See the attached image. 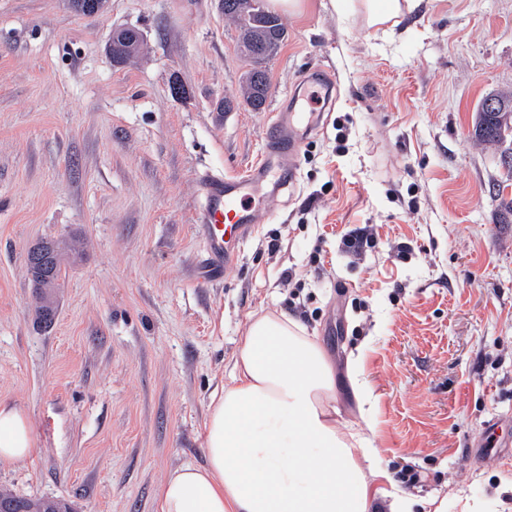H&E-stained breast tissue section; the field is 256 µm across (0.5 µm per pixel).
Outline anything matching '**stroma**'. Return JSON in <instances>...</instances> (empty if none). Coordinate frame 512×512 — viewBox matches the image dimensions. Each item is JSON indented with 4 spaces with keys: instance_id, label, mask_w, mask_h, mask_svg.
Instances as JSON below:
<instances>
[{
    "instance_id": "1",
    "label": "stroma",
    "mask_w": 512,
    "mask_h": 512,
    "mask_svg": "<svg viewBox=\"0 0 512 512\" xmlns=\"http://www.w3.org/2000/svg\"><path fill=\"white\" fill-rule=\"evenodd\" d=\"M282 21L252 112L221 0H107L94 16L0 0V400L36 438L0 464V488L158 512L168 471L203 460L247 322L273 311L322 344L339 428L368 433L402 491L512 512V452H489L512 444V224L494 198L499 150L468 138L481 100L512 90V0H416L378 29L304 0ZM118 26L142 32V56L114 60ZM313 72L333 102L296 182L262 197L266 219L222 279L199 280L200 178L259 162L263 126ZM51 239L81 247L45 325L25 256ZM358 353L364 415L347 377Z\"/></svg>"
}]
</instances>
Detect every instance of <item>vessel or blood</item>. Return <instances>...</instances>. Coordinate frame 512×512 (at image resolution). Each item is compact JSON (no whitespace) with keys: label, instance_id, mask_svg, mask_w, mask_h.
<instances>
[{"label":"vessel or blood","instance_id":"1","mask_svg":"<svg viewBox=\"0 0 512 512\" xmlns=\"http://www.w3.org/2000/svg\"><path fill=\"white\" fill-rule=\"evenodd\" d=\"M311 114L301 110L281 112L263 130L266 143L263 163L243 176L210 174L200 182L203 204L195 223L202 243V277L213 281L225 265L232 263L236 244L248 238L263 214L254 198L267 181L283 183L285 175L296 174L299 157L308 133Z\"/></svg>","mask_w":512,"mask_h":512}]
</instances>
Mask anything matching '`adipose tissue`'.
Listing matches in <instances>:
<instances>
[{"mask_svg":"<svg viewBox=\"0 0 512 512\" xmlns=\"http://www.w3.org/2000/svg\"><path fill=\"white\" fill-rule=\"evenodd\" d=\"M336 370L298 322L254 316L241 336L230 380L204 420V461L169 471L160 512H446L391 486L359 431L340 429ZM36 445L27 415L0 402V462Z\"/></svg>","mask_w":512,"mask_h":512,"instance_id":"obj_1","label":"adipose tissue"}]
</instances>
